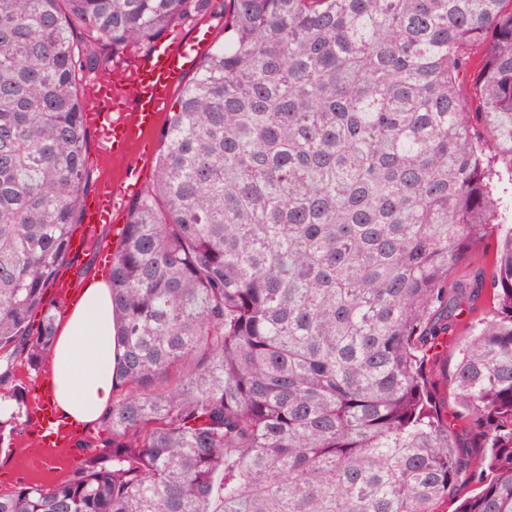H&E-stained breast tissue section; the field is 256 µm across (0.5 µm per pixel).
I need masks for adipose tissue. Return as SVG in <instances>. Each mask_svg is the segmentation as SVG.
I'll use <instances>...</instances> for the list:
<instances>
[{"mask_svg": "<svg viewBox=\"0 0 512 512\" xmlns=\"http://www.w3.org/2000/svg\"><path fill=\"white\" fill-rule=\"evenodd\" d=\"M114 336L110 289L103 282L89 285L58 327L52 348L51 401L60 416L91 424L111 406Z\"/></svg>", "mask_w": 512, "mask_h": 512, "instance_id": "ef3b65f1", "label": "adipose tissue"}]
</instances>
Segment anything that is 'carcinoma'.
<instances>
[{"instance_id": "cac0c4a2", "label": "carcinoma", "mask_w": 512, "mask_h": 512, "mask_svg": "<svg viewBox=\"0 0 512 512\" xmlns=\"http://www.w3.org/2000/svg\"><path fill=\"white\" fill-rule=\"evenodd\" d=\"M210 2L0 0V416L56 338L85 77ZM226 2L113 251L107 449L0 512H512V0ZM495 250V240H485L480 246L473 250L468 261L464 265L458 267L456 277L469 278L474 273L482 271L483 269L488 272Z\"/></svg>"}]
</instances>
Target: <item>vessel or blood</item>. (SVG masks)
Here are the masks:
<instances>
[{
  "label": "vessel or blood",
  "instance_id": "b4317fda",
  "mask_svg": "<svg viewBox=\"0 0 512 512\" xmlns=\"http://www.w3.org/2000/svg\"><path fill=\"white\" fill-rule=\"evenodd\" d=\"M212 47L210 30L200 28L185 39L159 40L145 53L134 56L124 83L108 76L94 79L95 105L83 119L86 126L98 132L101 155L120 156L143 141L157 126L175 87L200 68ZM123 200V185L109 184L85 201L84 232L70 241V252L83 250L97 225L111 223ZM40 412V431L55 440L69 441L73 425L56 414L54 404L44 402Z\"/></svg>",
  "mask_w": 512,
  "mask_h": 512
}]
</instances>
